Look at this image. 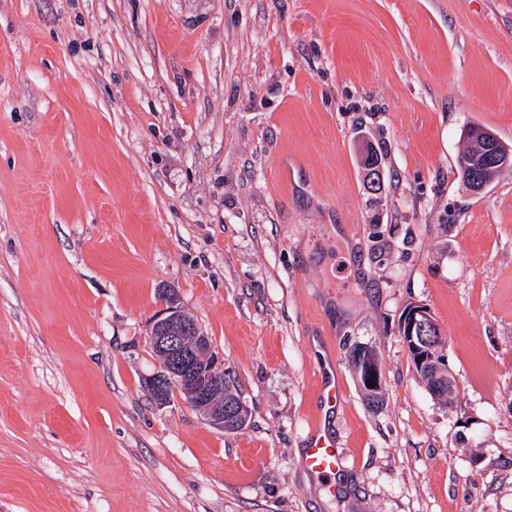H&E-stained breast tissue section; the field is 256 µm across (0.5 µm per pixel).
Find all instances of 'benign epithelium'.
<instances>
[{
    "label": "benign epithelium",
    "instance_id": "benign-epithelium-1",
    "mask_svg": "<svg viewBox=\"0 0 512 512\" xmlns=\"http://www.w3.org/2000/svg\"><path fill=\"white\" fill-rule=\"evenodd\" d=\"M163 312L153 320L148 340L157 350L159 370L145 379V388L155 404L164 407L171 402V392H177L183 400L196 408L213 428L226 431L224 421V363L213 352L209 337L205 335L193 317L180 305L174 291L161 290ZM194 333V350L182 348V336ZM435 325L430 310L423 305H412L401 323V335L410 355L420 368H440L449 371L443 348H434ZM209 361L203 371L197 357Z\"/></svg>",
    "mask_w": 512,
    "mask_h": 512
}]
</instances>
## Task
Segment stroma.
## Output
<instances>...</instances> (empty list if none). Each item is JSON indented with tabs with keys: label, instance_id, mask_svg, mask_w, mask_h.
I'll return each mask as SVG.
<instances>
[{
	"label": "stroma",
	"instance_id": "stroma-1",
	"mask_svg": "<svg viewBox=\"0 0 512 512\" xmlns=\"http://www.w3.org/2000/svg\"><path fill=\"white\" fill-rule=\"evenodd\" d=\"M472 125L512 147V0H0V512H512V167L464 187ZM164 288L245 429L149 397ZM435 325L432 320L430 310L423 305H412L405 313L401 323V337L411 356H415L416 363L421 369L441 368L444 372H448L450 377V369L447 357L444 353L443 346L434 352L433 345L436 336ZM410 356V358H411ZM415 371L424 384L425 388L440 402L452 406L458 396V388L455 384L453 375L446 383V387L441 392H434L433 387L439 383L440 379L435 377L432 372L420 370L411 358ZM356 351L364 352V354H363L364 359L366 357H368L369 359H371L374 363H376L378 365L379 368H377L375 365H372L370 363H366L365 369L362 373V376L370 390H376V389L380 390L382 388V384H381L382 383V378H381L382 370H381V366L379 364V361L377 359L375 352L366 346H355L353 353H356ZM362 376L360 375V372H359L358 377H359V381H360L361 385H362V381H361ZM310 434V445L304 454L305 467L318 477L331 479L344 461L343 450L336 448V439L324 427L321 415L312 422Z\"/></svg>",
	"mask_w": 512,
	"mask_h": 512
}]
</instances>
